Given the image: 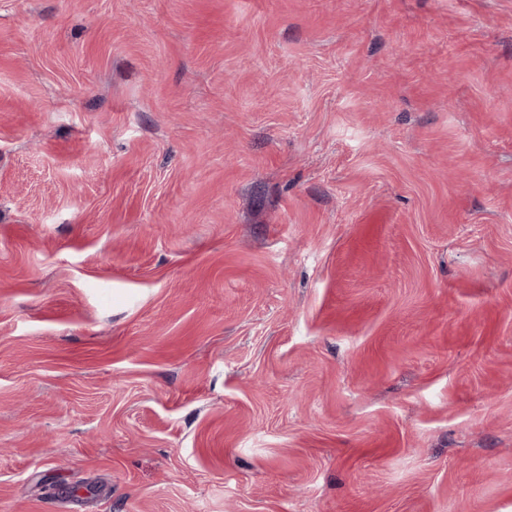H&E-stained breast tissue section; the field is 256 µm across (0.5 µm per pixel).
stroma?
I'll use <instances>...</instances> for the list:
<instances>
[{"mask_svg": "<svg viewBox=\"0 0 512 512\" xmlns=\"http://www.w3.org/2000/svg\"><path fill=\"white\" fill-rule=\"evenodd\" d=\"M0 512H512V0H0Z\"/></svg>", "mask_w": 512, "mask_h": 512, "instance_id": "obj_1", "label": "stroma"}]
</instances>
